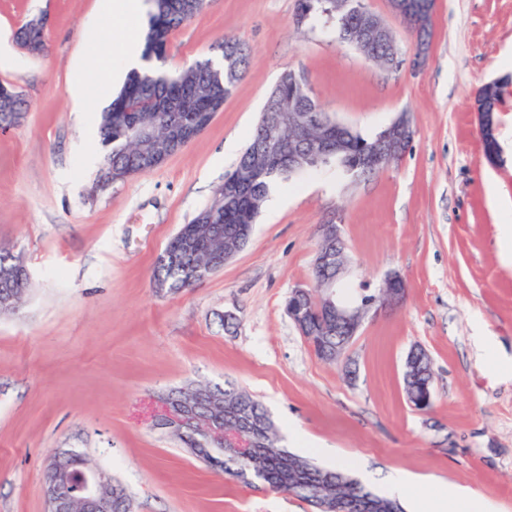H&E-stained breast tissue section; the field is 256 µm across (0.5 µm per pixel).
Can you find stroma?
<instances>
[{
  "instance_id": "stroma-1",
  "label": "stroma",
  "mask_w": 512,
  "mask_h": 512,
  "mask_svg": "<svg viewBox=\"0 0 512 512\" xmlns=\"http://www.w3.org/2000/svg\"><path fill=\"white\" fill-rule=\"evenodd\" d=\"M297 0H209L169 37L178 72L232 37L249 66L212 125L156 170L99 187L103 149L73 96L77 66L103 47L120 59L113 0H0V41L41 13L48 50L12 49L0 81L27 118L0 132V247L22 256L29 287L0 315V512H46L54 451L80 453L120 488L130 512H311L296 497L206 468L155 413L169 392L232 383L259 399L282 445L332 448L383 492L389 473L418 497L468 490L512 512V0H436L425 65H369L335 25L296 26ZM306 76L325 112L370 138L400 113L415 130L398 162L370 177L328 166L282 183L248 246L197 287L156 292V259L210 203L280 75ZM503 83L500 160L482 157L474 97ZM338 217L350 287L407 282L397 309L366 321L349 363L320 360L286 313L309 281L317 228ZM432 360L433 406L403 389L405 360Z\"/></svg>"
}]
</instances>
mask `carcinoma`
<instances>
[{
	"instance_id": "carcinoma-1",
	"label": "carcinoma",
	"mask_w": 512,
	"mask_h": 512,
	"mask_svg": "<svg viewBox=\"0 0 512 512\" xmlns=\"http://www.w3.org/2000/svg\"><path fill=\"white\" fill-rule=\"evenodd\" d=\"M179 8L170 9L167 0H156L149 16V28L144 37L143 58H154L157 63L165 58V44L171 31L186 24L198 11L191 8L196 0H177ZM315 15L327 17L336 23L339 37L347 41L360 22L356 14L336 13L335 0H298L296 23L301 25ZM221 55L205 59L212 68L192 65L177 74L163 72L157 64L130 70L123 85L113 97L110 109L102 113L100 139L104 148L102 169L112 170V182H125L150 172L143 168L141 150L145 142L136 139L130 132L133 125L153 128L152 141L172 143V131L159 121L153 108V101L171 94H189L203 101L211 94V70H224V96H229L239 80L241 70L248 64V47L228 38L221 45ZM274 103L262 112L259 125L275 129L279 137V152L275 156L257 158L250 148H245L233 171H250V181L244 186L240 197L231 206L222 202L221 191L216 188L212 203L198 211L191 221L180 228L165 247L170 255L166 260L157 261L153 270V284H162L166 291L177 293L186 283L201 275L214 274L224 267V254L233 249H244L251 235L236 238L229 244L223 239H212L197 253L183 249L180 235L194 233L201 224H222L224 229L235 226L253 228L268 198L270 191L280 182L294 176L315 171L334 163L352 176H367L374 170L362 165V159L374 143L346 126H329L320 121L314 123L315 131L326 141L327 150L317 159L300 154L302 148L290 131L288 99L300 105V111L310 112L305 85L294 80L291 71H284L271 91ZM7 279L6 287L23 296L27 276L20 261L11 252L0 249V280ZM286 310L294 323L304 326L314 344L315 354L323 361L331 362L325 356L329 340L323 332L332 320L331 314L314 309L306 296L293 294L286 303ZM205 393L201 405L213 400L221 404L224 414L231 416L227 433H232L237 422H243L244 437L261 448L269 449L262 455L244 456L227 448L213 447L203 437H198L188 450L209 467L245 484H250L252 474L260 473L265 487L292 496L312 507L330 506L335 512H348L356 498L371 496L379 503L390 498L367 489L361 481L347 471L331 470L318 466L309 457L290 452L278 446L277 430L261 404L247 391L226 385L222 388L197 387Z\"/></svg>"
}]
</instances>
